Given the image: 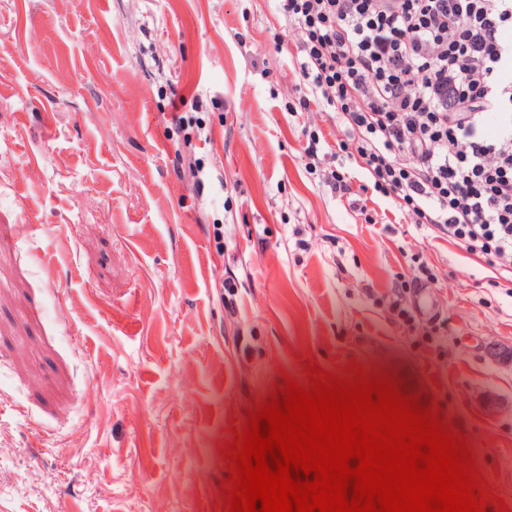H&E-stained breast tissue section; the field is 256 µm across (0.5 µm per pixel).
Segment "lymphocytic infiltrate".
Returning <instances> with one entry per match:
<instances>
[{"label": "lymphocytic infiltrate", "mask_w": 512, "mask_h": 512, "mask_svg": "<svg viewBox=\"0 0 512 512\" xmlns=\"http://www.w3.org/2000/svg\"><path fill=\"white\" fill-rule=\"evenodd\" d=\"M276 2L300 35L302 110L334 114L397 210L512 273V0Z\"/></svg>", "instance_id": "1"}]
</instances>
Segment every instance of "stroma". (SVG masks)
Listing matches in <instances>:
<instances>
[{
  "instance_id": "stroma-1",
  "label": "stroma",
  "mask_w": 512,
  "mask_h": 512,
  "mask_svg": "<svg viewBox=\"0 0 512 512\" xmlns=\"http://www.w3.org/2000/svg\"><path fill=\"white\" fill-rule=\"evenodd\" d=\"M297 60L275 0H0V512H222L221 447L311 361L410 374L512 510V282L310 173L346 132Z\"/></svg>"
}]
</instances>
